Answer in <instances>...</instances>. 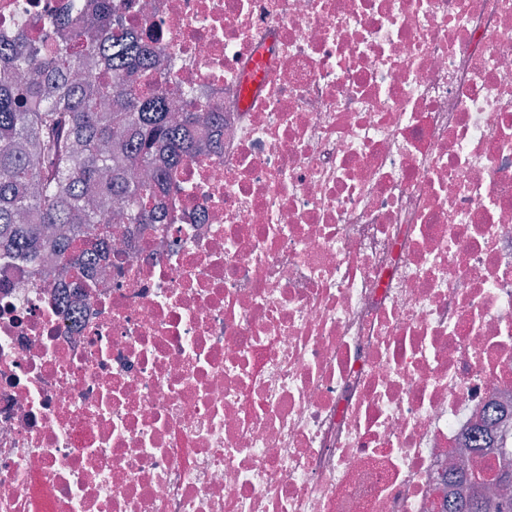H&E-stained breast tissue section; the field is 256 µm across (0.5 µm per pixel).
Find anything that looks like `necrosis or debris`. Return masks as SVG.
Listing matches in <instances>:
<instances>
[{"instance_id": "obj_1", "label": "necrosis or debris", "mask_w": 512, "mask_h": 512, "mask_svg": "<svg viewBox=\"0 0 512 512\" xmlns=\"http://www.w3.org/2000/svg\"><path fill=\"white\" fill-rule=\"evenodd\" d=\"M126 3L224 124L85 276L0 254V512H442L503 409L512 468V0Z\"/></svg>"}]
</instances>
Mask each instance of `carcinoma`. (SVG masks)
<instances>
[{
    "mask_svg": "<svg viewBox=\"0 0 512 512\" xmlns=\"http://www.w3.org/2000/svg\"><path fill=\"white\" fill-rule=\"evenodd\" d=\"M123 0L87 13L47 11L0 38V252L38 270L54 249L76 274L112 241V210L127 224L159 223L158 189L179 183L178 167L202 145L195 124L217 112L167 110L156 54L121 24ZM43 38L36 40L29 29ZM86 60L96 83L76 77ZM446 512H512V499L460 494Z\"/></svg>",
    "mask_w": 512,
    "mask_h": 512,
    "instance_id": "cac0c4a2",
    "label": "carcinoma"
}]
</instances>
